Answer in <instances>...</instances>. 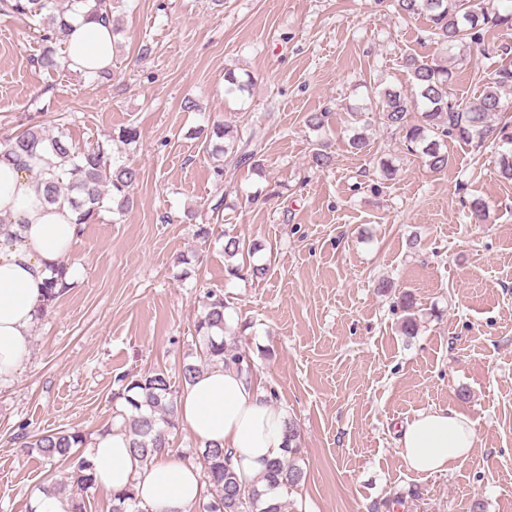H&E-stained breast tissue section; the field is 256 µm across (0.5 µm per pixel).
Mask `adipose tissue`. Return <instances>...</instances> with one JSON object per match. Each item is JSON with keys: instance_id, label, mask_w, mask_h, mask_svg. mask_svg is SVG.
I'll use <instances>...</instances> for the list:
<instances>
[{"instance_id": "1", "label": "adipose tissue", "mask_w": 512, "mask_h": 512, "mask_svg": "<svg viewBox=\"0 0 512 512\" xmlns=\"http://www.w3.org/2000/svg\"><path fill=\"white\" fill-rule=\"evenodd\" d=\"M114 36L110 25L88 15L71 22L65 60L88 75L112 67ZM52 154L19 164L0 156V222L13 233L0 235V378L11 375L29 352L45 284L55 269L70 266L80 233L67 205L46 204L35 188V176L52 163ZM180 423L201 443L232 451L237 472L259 479L270 461L283 455L284 412L266 401L265 392L235 369L217 365L204 371L178 401ZM475 424L450 408L418 413L402 429L399 451L418 474L453 470L475 444ZM88 458L98 487L133 488L150 512H191L204 494L198 467L171 451L140 465L125 432L96 435Z\"/></svg>"}]
</instances>
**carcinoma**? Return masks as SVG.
<instances>
[{
    "mask_svg": "<svg viewBox=\"0 0 512 512\" xmlns=\"http://www.w3.org/2000/svg\"><path fill=\"white\" fill-rule=\"evenodd\" d=\"M483 0H393L397 13L408 17L424 16L430 22L429 40L436 45L431 61L407 57L404 67L410 81L411 94L376 83L371 87L373 104L382 114L384 124L403 133V145L408 153L419 157L430 170L442 171L448 166V153L441 145L449 138L465 144L481 146L489 134H495L498 167L501 175L512 179V119L503 116L499 128H493L491 117L503 112L502 98L512 95V65L497 69L484 80L478 99L464 103L450 96L453 71L449 61L455 59V50L461 46L473 52L484 50V32L491 28L512 30V11L501 13L482 5ZM88 0H0V12L18 17L41 34L45 42L36 63L46 70L62 66L56 45L66 41L68 24L65 14L75 11ZM91 15L112 26L117 32L109 0H94ZM224 94L242 97L250 92L251 78H243L229 69L224 76ZM420 115L417 122L411 113ZM364 113L349 114L352 135L351 148L366 146L361 132ZM212 136L224 141V155L240 163L256 160L258 149L253 147L254 134L241 138L238 129L228 123L212 125ZM43 147L62 159L61 171L49 170L39 174L36 188L49 204L66 202L75 214V223L83 225L97 220L105 197L118 198L120 208L130 205L129 189L137 182L139 171L114 157L112 145L96 144L81 148L66 139L63 132L49 133L32 125L14 136L0 139V150L17 158L35 156ZM260 244L248 242L228 233L224 234V256L247 257L259 251ZM67 269L57 270L56 277L48 281L46 303L38 309L44 315L51 304L68 287ZM195 328L200 335L197 361L185 363L181 368V382L188 386L209 366H233L247 374L253 373V360L236 341L227 323L225 310L228 303L224 292L211 289L205 293ZM119 381L125 383L123 398L131 410L128 434L131 449L142 464L150 463L156 453L169 447V430L175 427L179 390L171 386L170 376L162 369L141 374H124ZM283 458L271 461L258 482L247 483L237 474L232 456L222 448H204L197 453L202 477L210 488V497L199 505L201 512H286L285 505L275 496L279 489H291L305 479L298 464L297 442L300 428L288 420L284 429ZM85 435L78 430H60L40 435L21 433L16 440L22 448H36L45 457L63 465L58 486L50 494L66 503L65 512H86L83 492L95 486L93 466L85 456L78 455V446ZM111 512H140L134 489L109 493Z\"/></svg>",
    "mask_w": 512,
    "mask_h": 512,
    "instance_id": "cac0c4a2",
    "label": "carcinoma"
}]
</instances>
